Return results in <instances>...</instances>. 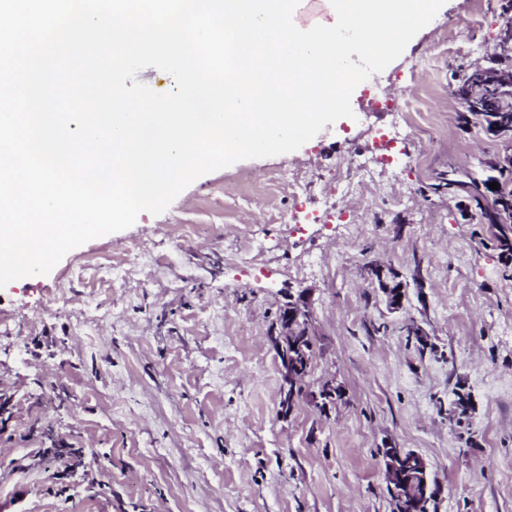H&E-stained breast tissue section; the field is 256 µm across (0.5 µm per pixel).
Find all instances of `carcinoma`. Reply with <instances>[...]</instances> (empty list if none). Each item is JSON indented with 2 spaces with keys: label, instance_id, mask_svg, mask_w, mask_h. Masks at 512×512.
<instances>
[{
  "label": "carcinoma",
  "instance_id": "carcinoma-1",
  "mask_svg": "<svg viewBox=\"0 0 512 512\" xmlns=\"http://www.w3.org/2000/svg\"><path fill=\"white\" fill-rule=\"evenodd\" d=\"M506 38L499 39V51L490 65L458 77L457 95L466 111L484 123L488 131L503 139L512 138V25L503 27ZM512 214V186L503 184L497 190L495 207L486 214L495 229L494 238L505 261L512 260V227L502 222Z\"/></svg>",
  "mask_w": 512,
  "mask_h": 512
}]
</instances>
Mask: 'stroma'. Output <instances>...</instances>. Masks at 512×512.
<instances>
[{"instance_id":"1","label":"stroma","mask_w":512,"mask_h":512,"mask_svg":"<svg viewBox=\"0 0 512 512\" xmlns=\"http://www.w3.org/2000/svg\"><path fill=\"white\" fill-rule=\"evenodd\" d=\"M469 2L447 0L361 83L352 117L207 173L163 213L0 289V512H390L389 447L425 460L430 512H512V265L483 217L512 141L454 94L457 69L493 53L505 0L459 28L456 53L424 59ZM402 89L418 107L405 127L371 109ZM356 161L371 170L356 208L314 189L281 220L288 185L266 189L270 175L330 179ZM245 172L254 191L228 194ZM249 234L273 247L262 266L234 263ZM303 289L310 385L335 380L343 397L283 419L268 336Z\"/></svg>"}]
</instances>
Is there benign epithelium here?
<instances>
[{"mask_svg": "<svg viewBox=\"0 0 512 512\" xmlns=\"http://www.w3.org/2000/svg\"><path fill=\"white\" fill-rule=\"evenodd\" d=\"M310 317L306 292L300 291L284 308L278 318L270 341L281 361L283 403L279 415L290 416L295 409L298 389H307L312 360L301 341L299 327ZM384 475L389 499L403 508L428 497L431 490L427 465L418 454L402 448L382 451Z\"/></svg>", "mask_w": 512, "mask_h": 512, "instance_id": "benign-epithelium-1", "label": "benign epithelium"}]
</instances>
